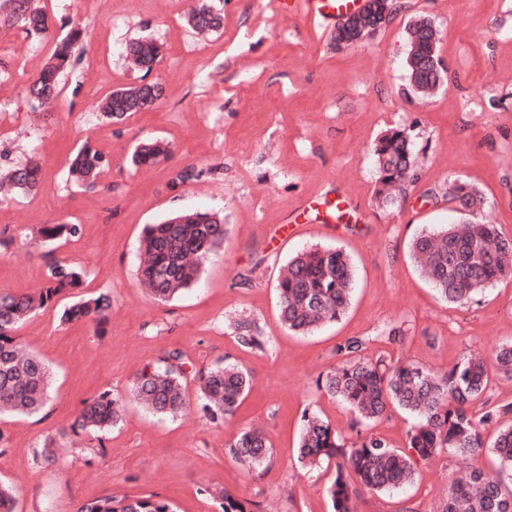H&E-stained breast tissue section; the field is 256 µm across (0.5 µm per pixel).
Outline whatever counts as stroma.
<instances>
[{"mask_svg": "<svg viewBox=\"0 0 512 512\" xmlns=\"http://www.w3.org/2000/svg\"><path fill=\"white\" fill-rule=\"evenodd\" d=\"M201 0H40L54 35L84 29L83 45L52 104L28 93L30 76L53 43L0 27V168L35 159L40 185L0 202V291L40 288L51 263L85 268L82 291L112 295L104 325L64 324L58 310L37 311L21 342L52 373V400L32 416L0 417V481L15 490V512H77L87 499L155 493L175 512H219L211 490L253 501L256 512H331V473L308 470L295 454L304 409L356 441L361 430L405 447L412 418L392 407L368 427L316 382L339 358L338 345L368 337L366 353L443 372L464 354L512 343V278L488 286L464 306L443 301L421 275L410 242L423 228L469 219L512 238V0H394L396 10L371 36L338 45L303 17L279 14L273 0H212L220 31L187 23ZM427 18L439 37L444 85L411 91L406 28ZM147 37L161 45L151 71L134 68L126 46ZM158 86L149 108L124 120L103 119L98 105L113 89ZM409 134L417 164L403 194L378 198L373 143L386 129ZM165 141L168 153L136 167L142 142ZM102 156L98 183L67 180V161L83 144ZM196 171L181 182L177 175ZM476 187L483 210L461 216L448 188ZM358 209L333 224H305L282 243L275 226L328 190ZM201 209L224 220L226 234L200 279L167 301L140 284L139 240L145 225ZM76 224L77 237L43 245L45 224ZM337 247L355 266L351 305L309 335L278 320L276 283L297 253ZM253 321L268 345L240 347L233 323ZM399 328L403 339L386 338ZM186 355V393L194 374L229 360L250 376L235 415L215 425L197 413L172 420L126 404L120 424L97 434L72 432L85 399L109 390L127 395L139 372L168 352ZM265 429L271 463L249 472L226 453L245 426ZM57 461L39 462L46 438ZM498 471L490 455L446 452L419 464L413 484L358 491V512H439L452 475L463 468Z\"/></svg>", "mask_w": 512, "mask_h": 512, "instance_id": "obj_1", "label": "stroma"}]
</instances>
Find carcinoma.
<instances>
[{
	"instance_id": "cac0c4a2",
	"label": "carcinoma",
	"mask_w": 512,
	"mask_h": 512,
	"mask_svg": "<svg viewBox=\"0 0 512 512\" xmlns=\"http://www.w3.org/2000/svg\"><path fill=\"white\" fill-rule=\"evenodd\" d=\"M199 29L218 31L223 26L220 12L206 4L191 16ZM21 27L38 38L49 35L51 24L39 0H0V24ZM375 32L374 22L339 28L332 39L336 45L354 44ZM83 30L71 28L56 40L47 65L29 86V94L40 101L56 93L69 70L75 49L82 44ZM406 58L409 85L428 94L444 81L439 68L438 39L430 21L419 19L407 28ZM129 55L140 68L151 69L160 55L153 41L137 39ZM159 97L154 85H131L109 93L101 103L104 118L121 121L128 113L150 107ZM166 154L158 142L141 143L132 153L136 167L152 165ZM374 155L378 170V194L391 201V190L405 184L415 159L409 135L391 129L377 140ZM101 155L83 145L72 159L68 179L78 185L90 182L101 172ZM11 190L30 193L39 183V169L29 163L0 176ZM448 195L456 210L469 213L482 208L485 200L473 186L454 182ZM79 232L76 224H46L40 236L46 243ZM224 242L223 220L209 212L174 215L145 227L141 238L139 275L143 285L159 300H167L191 287L199 279L203 264ZM411 257L440 297L450 304L464 305L488 284L512 277V238L499 233L495 224L459 222L439 224L419 232L410 245ZM85 270L74 263L57 262L47 283L30 293L0 292V414L32 415L50 398L51 373L36 355L22 350L16 333L36 311L55 297L69 295L60 321L107 320L112 299L107 294H80ZM355 284L354 264L338 248H311L292 257L277 280L279 320L288 330L307 334L325 323L339 320L347 311ZM237 343L247 349H262L266 341L251 322L234 324ZM368 340L355 337L337 347L341 360L317 381V389L345 404L366 424L397 406L415 418L406 432V448H394L383 437L367 434L349 444L316 412H303V427L297 460L304 468L322 464L334 467L327 489L332 512H352L353 486L373 493L398 490L413 481L419 463L446 450L476 458L491 451L499 460V471L479 469L452 478L448 497L440 512H512V492H504L505 479L512 480V403L489 402L491 370L512 375V344L498 346L491 359L471 354L448 371L438 373L415 364L393 363L384 356L364 355ZM184 355L168 353L158 366L146 367L134 380L128 396L150 413L178 418L190 411L184 389ZM199 383L200 411L213 423L235 414L248 391L250 379L233 363H216L195 372ZM483 400L479 414L471 412L474 401ZM123 399L109 390L85 400L74 428L107 432L121 420ZM496 427L488 444L484 430ZM228 456L247 471L267 466L273 448L267 435L253 428L240 430L228 446ZM203 491L220 501L221 512H252L256 504L227 491ZM78 512H174L164 498L151 494L137 498L104 496L86 500Z\"/></svg>"
}]
</instances>
